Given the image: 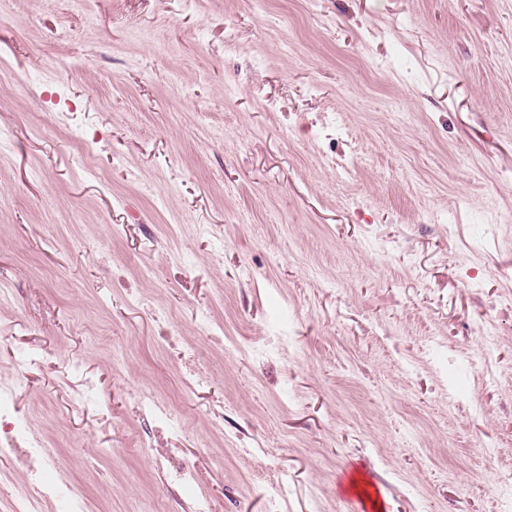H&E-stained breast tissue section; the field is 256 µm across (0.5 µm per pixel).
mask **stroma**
Here are the masks:
<instances>
[{"instance_id": "1", "label": "stroma", "mask_w": 512, "mask_h": 512, "mask_svg": "<svg viewBox=\"0 0 512 512\" xmlns=\"http://www.w3.org/2000/svg\"><path fill=\"white\" fill-rule=\"evenodd\" d=\"M0 388V512H492L512 0H0Z\"/></svg>"}]
</instances>
